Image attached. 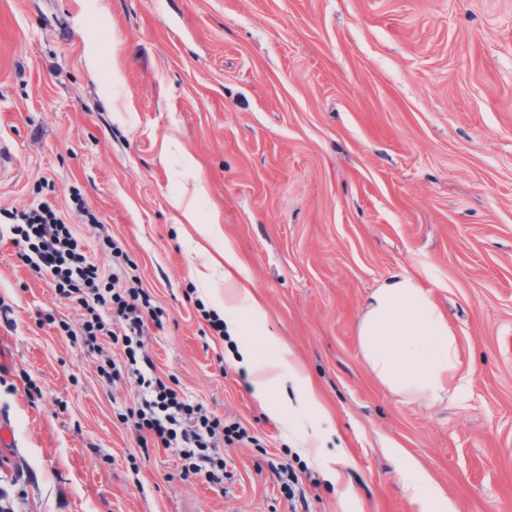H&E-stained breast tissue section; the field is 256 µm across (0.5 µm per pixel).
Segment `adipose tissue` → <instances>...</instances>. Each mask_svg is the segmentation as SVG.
<instances>
[{"mask_svg":"<svg viewBox=\"0 0 512 512\" xmlns=\"http://www.w3.org/2000/svg\"><path fill=\"white\" fill-rule=\"evenodd\" d=\"M224 325L235 336L240 365L251 375L254 397L271 415L297 410L323 422L310 378L290 348L266 330V311L243 281L245 269L232 248H225ZM363 358L379 382L393 392L435 406L455 399L468 379L461 372L456 337L429 290L413 277L395 274L382 281L367 301L358 326ZM291 379L296 401L280 396ZM398 473L417 512H449L451 504L419 465L399 459Z\"/></svg>","mask_w":512,"mask_h":512,"instance_id":"obj_1","label":"adipose tissue"}]
</instances>
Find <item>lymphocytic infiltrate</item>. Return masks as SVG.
<instances>
[{
	"instance_id": "lymphocytic-infiltrate-1",
	"label": "lymphocytic infiltrate",
	"mask_w": 512,
	"mask_h": 512,
	"mask_svg": "<svg viewBox=\"0 0 512 512\" xmlns=\"http://www.w3.org/2000/svg\"><path fill=\"white\" fill-rule=\"evenodd\" d=\"M10 231L23 245L22 259L35 272H51L59 295L84 311L82 344L96 353L107 344L122 346L124 364L108 362L103 375L111 381L133 379L136 397L128 419L140 443L178 449L189 475L211 477L223 469L220 447H233L249 434L238 422L208 415L156 375L144 341L155 310L140 282L106 274L89 261L76 231L46 203L21 212Z\"/></svg>"
}]
</instances>
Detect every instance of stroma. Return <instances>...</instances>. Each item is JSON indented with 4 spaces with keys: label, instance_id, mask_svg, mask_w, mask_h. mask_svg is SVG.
Returning a JSON list of instances; mask_svg holds the SVG:
<instances>
[{
    "label": "stroma",
    "instance_id": "35a3bbf8",
    "mask_svg": "<svg viewBox=\"0 0 512 512\" xmlns=\"http://www.w3.org/2000/svg\"><path fill=\"white\" fill-rule=\"evenodd\" d=\"M0 140V512H289L286 462L310 512H414L395 447L455 512H512V0H0ZM41 202L140 279L157 376L257 437L223 449L222 482L123 421L133 381L100 372L121 346L73 342L81 310L17 256L8 215ZM213 221L330 415L338 484L310 419L267 413L203 316L224 305ZM394 273L457 338L453 403L393 394L361 354Z\"/></svg>",
    "mask_w": 512,
    "mask_h": 512
}]
</instances>
